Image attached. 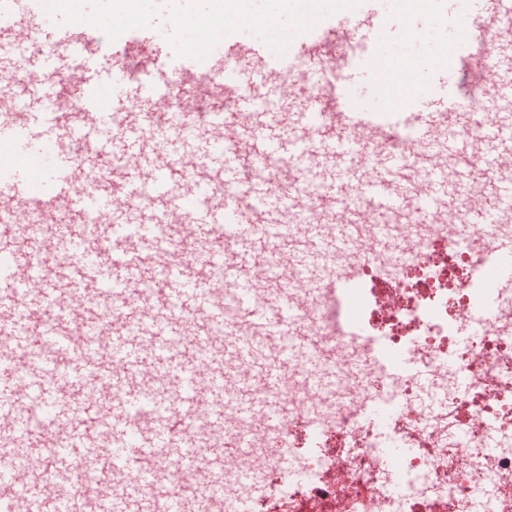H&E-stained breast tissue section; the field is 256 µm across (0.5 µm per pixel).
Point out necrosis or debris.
<instances>
[{"label": "necrosis or debris", "instance_id": "4bbe7bcc", "mask_svg": "<svg viewBox=\"0 0 512 512\" xmlns=\"http://www.w3.org/2000/svg\"><path fill=\"white\" fill-rule=\"evenodd\" d=\"M491 246L489 231L470 227L464 209L446 220L391 228L379 239L365 225L352 251L331 271H352L361 288L362 336H347L339 301L288 289L316 340L327 389L289 373L278 389L281 423L264 417L242 428L224 415L211 456L242 440L224 464V497L202 500L213 512H512V288L484 330L467 333L484 290L474 272ZM411 357L415 371L377 367ZM383 418H368L371 406ZM403 449L389 463L384 448ZM254 481L240 484L242 471Z\"/></svg>", "mask_w": 512, "mask_h": 512}]
</instances>
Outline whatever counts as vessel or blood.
<instances>
[{
  "label": "vessel or blood",
  "instance_id": "1",
  "mask_svg": "<svg viewBox=\"0 0 512 512\" xmlns=\"http://www.w3.org/2000/svg\"><path fill=\"white\" fill-rule=\"evenodd\" d=\"M60 2L0 0V44L50 50L0 95V512H196L195 493L164 475L195 467L188 428L223 430L229 400L245 427L275 415L273 389L316 349L285 294L259 296L256 245L315 289L325 258L348 253L371 215L404 224L414 207L435 218L464 202L475 226L512 224V27L496 25L512 0H448V53L393 66L381 53L387 0L300 15L284 54L246 37L254 19L243 15L200 24L174 54L135 8L121 21L39 26ZM104 57L124 93L106 96L92 73ZM229 65L281 87L275 111L226 79ZM422 69L429 82L417 81ZM358 70L376 91L405 89L397 118L362 105ZM319 71L321 93L305 98ZM142 76L191 106L163 111L136 94ZM363 138L374 146L365 158ZM281 159L285 192L268 176ZM18 211L38 215V246L4 223ZM485 277L486 315L512 284L511 239L496 241ZM342 303L358 332L351 282ZM287 324L291 347L270 354ZM232 361L254 381L230 393ZM240 449L209 463V497H221L224 459Z\"/></svg>",
  "mask_w": 512,
  "mask_h": 512
}]
</instances>
